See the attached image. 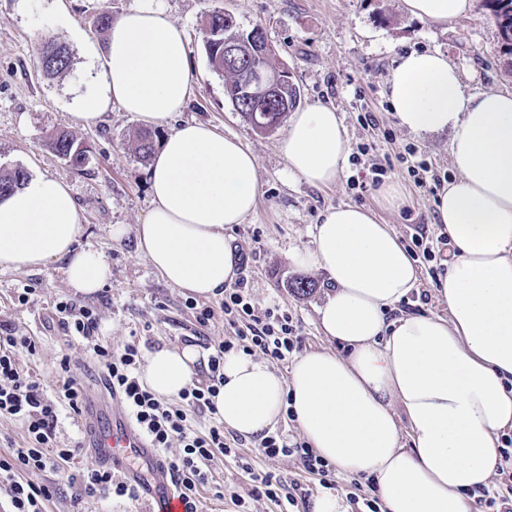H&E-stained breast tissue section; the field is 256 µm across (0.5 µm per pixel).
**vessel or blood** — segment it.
Masks as SVG:
<instances>
[{"label":"vessel or blood","instance_id":"1","mask_svg":"<svg viewBox=\"0 0 512 512\" xmlns=\"http://www.w3.org/2000/svg\"><path fill=\"white\" fill-rule=\"evenodd\" d=\"M81 430L98 464L120 475L154 512H183L162 455L128 414L111 412L103 398L88 395Z\"/></svg>","mask_w":512,"mask_h":512}]
</instances>
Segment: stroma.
<instances>
[{"label":"stroma","mask_w":512,"mask_h":512,"mask_svg":"<svg viewBox=\"0 0 512 512\" xmlns=\"http://www.w3.org/2000/svg\"><path fill=\"white\" fill-rule=\"evenodd\" d=\"M66 2L68 10L61 16L54 0H0V170L20 166L30 175H49L64 182L82 215L78 246L104 252L112 268L111 278L92 295L69 287L61 260L39 269L0 271V325L36 340L35 354L23 355L21 364L33 370L52 393L60 385L62 354L82 364L88 359L84 343L69 339L53 317V307L60 301L92 307L100 319L101 340L115 348L133 336L148 352L162 345H184L196 330L215 340L233 334L218 309L220 297L197 299L173 287L137 252L133 236L120 241L110 236L112 225L132 228L143 223L152 206L149 164L134 150L142 123L116 105L88 125L70 116L73 100L94 90L80 39L104 43L96 28L98 15L107 10L117 16L144 0ZM151 2L163 8L187 36L191 95L179 121L204 122L224 135L238 137L258 158L262 195L257 207L244 223L225 231L239 265L248 273L252 301L261 310L276 304L288 309L299 322L303 350L322 349L327 341L319 332L316 309L330 290L329 278L321 271L303 272L289 259L290 253L309 247L310 226L318 223L326 207L359 202L374 210L399 239L420 231L434 242L440 238L436 196L416 188L401 168L386 176L387 181L403 186L406 197L404 205L391 209L383 207L373 192L356 200L347 187L349 177L356 173L352 164H345L337 183L329 187L317 188L291 175L280 151L287 122L260 134L236 112L225 94L223 79L209 65L203 20L219 8L230 13L241 28L261 27L275 52V65L287 68L299 86L302 106L320 103L335 108L350 147L371 143L375 155L381 156L411 146L444 176L451 172L448 134L419 138L404 130L387 106L386 82L397 56L414 49L448 56L472 93L512 90V67L501 58L498 27L486 0H474L469 15L442 24L411 16L404 11L402 0ZM48 32L64 42L73 56L71 68L57 77L44 76L36 66L38 48ZM366 111L376 113L381 127L390 131V139L363 128L358 116ZM61 126L88 146L89 161L83 169L70 167L44 149L46 137ZM419 266L421 284L403 302V309L446 314L433 286L438 262L423 259ZM302 275L316 284L310 294L300 295L287 287ZM25 288L30 295L22 302L18 295ZM205 306L215 313L209 325L201 328L194 310ZM241 453L249 460L248 469L238 468L233 458L219 453L206 462L209 482L199 491L204 512H287V496L294 485L314 496L324 491L319 476L306 473L294 458H266L251 439L243 440ZM92 461L86 453L73 463L30 470L24 477L58 487L45 512H152L148 502L134 495L118 496L103 489L94 496L85 495L80 474ZM267 471L283 482L279 498L253 495V475ZM226 486L231 495L217 499V489Z\"/></svg>","instance_id":"35a3bbf8"}]
</instances>
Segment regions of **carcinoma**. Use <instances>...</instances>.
<instances>
[{"instance_id": "obj_1", "label": "carcinoma", "mask_w": 512, "mask_h": 512, "mask_svg": "<svg viewBox=\"0 0 512 512\" xmlns=\"http://www.w3.org/2000/svg\"><path fill=\"white\" fill-rule=\"evenodd\" d=\"M487 6L494 17L499 29L501 50L505 55H512V0H487ZM204 47L209 64L214 73L224 79V88L231 103L238 104L237 111L259 132L264 133L274 129L284 114L295 110L296 87H284L279 98L266 104L267 112H256V104L252 95L248 94L245 82L241 76L240 68L224 63V37H232L240 41L243 51L253 48L248 40L240 36H249V32L234 27L224 31V10L215 9L206 14L203 22ZM55 47L53 55L48 58L38 56V64L47 76H55L68 70L72 64V55L69 47L50 37ZM45 149L64 159L67 163L80 170L86 166L88 160V147L78 141L66 129H58L44 143ZM28 178V172L22 167L10 170H0V196L10 194L23 185Z\"/></svg>"}]
</instances>
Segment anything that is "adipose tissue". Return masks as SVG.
I'll return each instance as SVG.
<instances>
[{"instance_id":"obj_1","label":"adipose tissue","mask_w":512,"mask_h":512,"mask_svg":"<svg viewBox=\"0 0 512 512\" xmlns=\"http://www.w3.org/2000/svg\"><path fill=\"white\" fill-rule=\"evenodd\" d=\"M82 54L101 81L73 118L89 124L112 104L145 125H171L149 169L152 208L133 234L162 278L190 294H220L237 276L224 231L243 223L260 195L258 159L242 142L203 122L174 125L191 91L185 32L161 8L142 5L113 20L106 46ZM400 126L416 136L450 132L454 171L435 201L448 238L436 293L447 315L397 305L420 271L389 225L368 208L325 210L312 245L290 255L325 271L334 286L318 308L330 345L295 357L287 373L242 352L224 357L216 413L246 438H260L293 409L315 452L349 478H370L384 512H476L474 493L504 466L512 432V91L471 93L438 51L400 57L388 79ZM282 153L292 174L334 185L348 155L335 109L292 113ZM81 213L63 182L30 177L0 198V270L66 263L71 288L90 295L112 275L104 253L75 250ZM196 346L150 352L142 378L166 401L197 377ZM411 430L403 444L395 418Z\"/></svg>"}]
</instances>
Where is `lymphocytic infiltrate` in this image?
I'll use <instances>...</instances> for the list:
<instances>
[{
  "mask_svg": "<svg viewBox=\"0 0 512 512\" xmlns=\"http://www.w3.org/2000/svg\"><path fill=\"white\" fill-rule=\"evenodd\" d=\"M369 145H358L352 156L358 167L356 177L349 180L350 189L357 198H364L381 183L383 176L398 165H406L407 172L417 188L429 189L436 175L430 165L417 159L413 148H405L395 156L385 157L380 163H365ZM224 321L233 331L229 340L207 341V366L202 379L184 391L179 402H162L144 384L140 367L142 351L138 341H131L120 349L100 340L99 319L88 308H75L72 303L58 302L54 316L73 337L82 339L93 365L108 382L110 394L118 396L136 425L147 435L153 447L168 448L178 445L180 453L170 459L168 467L184 505V512H201L199 489L208 482L203 468L214 451L234 455L235 450L224 434L221 424L211 425L199 432L189 422L193 413L215 412V399L224 384L221 368L224 356L231 351L246 354L259 353L272 362L281 363L302 347L300 328L292 315L281 306L257 310L249 297L248 278L240 276L233 286L225 289L221 302ZM36 343L31 337L16 335L14 330L0 327V416L20 420L26 430L22 443L12 444L8 453L0 455V484L6 485L10 512H44L53 490L22 479V472L55 468L58 461H66L82 452L81 446L57 448L53 445L55 431L62 409L80 413L85 396L81 374L71 368L69 356H62L59 369L63 376L56 396H49L36 374L25 371L20 364L22 353H35ZM257 448L267 458L281 456L296 458L302 468L312 474L328 475L330 465L303 442L289 443L280 436L267 435L258 439Z\"/></svg>",
  "mask_w": 512,
  "mask_h": 512,
  "instance_id": "obj_1",
  "label": "lymphocytic infiltrate"
}]
</instances>
